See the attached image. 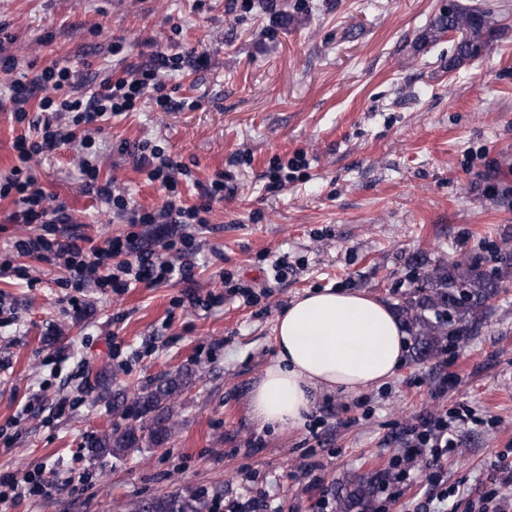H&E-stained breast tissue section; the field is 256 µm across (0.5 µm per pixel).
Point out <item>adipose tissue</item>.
Returning <instances> with one entry per match:
<instances>
[{
    "label": "adipose tissue",
    "mask_w": 512,
    "mask_h": 512,
    "mask_svg": "<svg viewBox=\"0 0 512 512\" xmlns=\"http://www.w3.org/2000/svg\"><path fill=\"white\" fill-rule=\"evenodd\" d=\"M275 357L250 393L261 425H303L318 393H358L386 383L404 361L391 306L362 292L325 288L292 301L275 328Z\"/></svg>",
    "instance_id": "obj_1"
}]
</instances>
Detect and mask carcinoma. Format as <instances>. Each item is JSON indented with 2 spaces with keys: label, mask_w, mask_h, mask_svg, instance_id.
<instances>
[{
  "label": "carcinoma",
  "mask_w": 512,
  "mask_h": 512,
  "mask_svg": "<svg viewBox=\"0 0 512 512\" xmlns=\"http://www.w3.org/2000/svg\"><path fill=\"white\" fill-rule=\"evenodd\" d=\"M460 32L448 69L455 70L473 61L497 31V14L480 4L458 5L449 14L437 16L430 24L427 37L440 39L450 30ZM423 281L395 307L400 323L413 340L415 356L420 360L436 357L448 343L457 340L485 316L488 302L498 296L501 277L481 269L477 260L452 265L438 261L422 272ZM195 373L189 369L170 372L150 388L127 383L112 390V380L101 377L99 385L116 399L135 396L137 411L132 422L115 425L92 438L87 445L93 458L111 456L123 459L130 451L158 448L175 432L174 405L193 383ZM383 478H362L345 493L337 496L336 512H375V501ZM130 512H208L202 492L185 489L130 504Z\"/></svg>",
  "instance_id": "carcinoma-1"
}]
</instances>
